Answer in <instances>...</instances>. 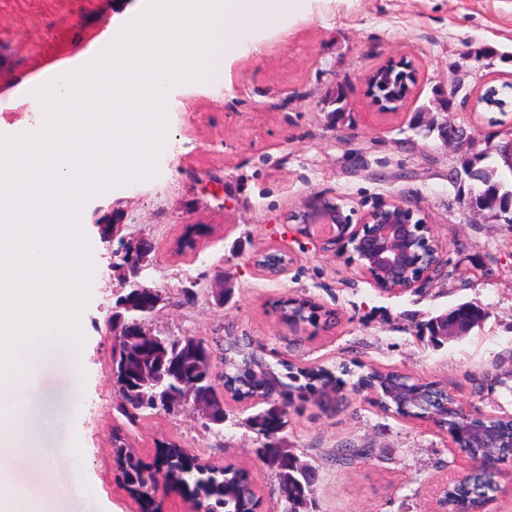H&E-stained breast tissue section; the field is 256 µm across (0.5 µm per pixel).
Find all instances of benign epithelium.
Returning <instances> with one entry per match:
<instances>
[{"instance_id":"benign-epithelium-1","label":"benign epithelium","mask_w":512,"mask_h":512,"mask_svg":"<svg viewBox=\"0 0 512 512\" xmlns=\"http://www.w3.org/2000/svg\"><path fill=\"white\" fill-rule=\"evenodd\" d=\"M295 231L325 250L354 248L361 256L360 266L374 285L384 292L403 293L430 279L442 263V251L433 236L425 215L397 201H384L368 211L358 223L335 200L315 194L304 200L293 215ZM138 244L126 242L115 256L136 261L134 280L128 281L129 291L121 296L112 314L125 310L120 317V331L115 335V348H120L124 337L130 334L149 340L156 336L148 333L145 323L152 319L163 303L162 294L136 280L144 269L145 260H136ZM482 323V318L456 319L445 324L441 335L458 337L469 333ZM214 355H206L202 375L194 387L171 390L165 398L170 409L193 403L202 410L206 427H224L222 400L196 394V387H211L221 372L215 370ZM411 397L422 403V418L436 427L450 426L448 437L459 446L463 443L480 448H496L497 434L482 422L492 417L480 409L467 410L441 384L429 390H416Z\"/></svg>"}]
</instances>
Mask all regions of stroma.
<instances>
[{"mask_svg":"<svg viewBox=\"0 0 512 512\" xmlns=\"http://www.w3.org/2000/svg\"><path fill=\"white\" fill-rule=\"evenodd\" d=\"M120 8L119 0H0V137L37 130L39 114L20 103L19 87L35 86L105 39ZM255 36L258 50L245 44L225 58L220 85L171 88L155 176L82 207L96 268L80 313L82 387L72 390L64 372L51 370L28 394L48 423L41 436L56 450L54 485L96 489L74 500L71 512H190L175 492L148 502L130 495L112 446L120 425L128 453L146 468H157L160 445L174 441L202 461L248 470L262 512H289L275 469L256 454L263 439L248 423L256 406L225 401L219 432L190 406L144 413L132 426L119 413L105 322L124 288L110 266L124 241L147 238L155 247L140 277L165 298L148 324L154 334L211 346L245 334L272 363L397 370L446 385L464 408L512 415V387L476 389L477 380L512 368V223L496 209L472 208L479 187L466 174L489 164L512 184L499 153L512 137V0H306L281 27ZM400 61L416 71L415 93L384 114L366 78ZM489 88L505 111L477 108ZM448 125L465 127L467 139L447 146ZM314 193L338 198L358 217L388 200L423 211L443 251L440 270L413 290L380 291L349 253L295 234L289 216ZM107 223L119 225L116 240L102 237ZM189 224L208 231L196 251L175 254ZM265 246L291 258L279 277L252 263ZM287 298L312 299L338 321L291 327L274 308ZM462 302L484 309L479 327L439 344L421 335L423 324ZM74 400L78 413L58 420ZM279 438L316 471L303 512H433L440 483L471 467L433 424L383 412L349 384L329 410L310 398L294 401ZM348 447L373 454L345 465L334 452Z\"/></svg>","mask_w":512,"mask_h":512,"instance_id":"stroma-1","label":"stroma"}]
</instances>
